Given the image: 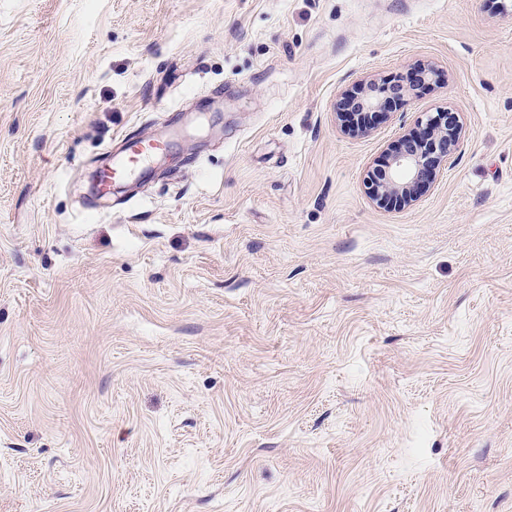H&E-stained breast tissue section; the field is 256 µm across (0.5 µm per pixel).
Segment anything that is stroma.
<instances>
[{"mask_svg": "<svg viewBox=\"0 0 512 512\" xmlns=\"http://www.w3.org/2000/svg\"><path fill=\"white\" fill-rule=\"evenodd\" d=\"M0 512H512V0H0ZM463 132L455 112L437 111L427 116L425 142L419 148L398 149L384 169L381 185L371 181L374 201L387 205L394 199L412 205L434 184L441 168L452 158ZM119 151L112 155V166L102 171L100 190L105 193L114 182L137 180L148 174L156 159L169 151L173 140L118 137Z\"/></svg>", "mask_w": 512, "mask_h": 512, "instance_id": "35a3bbf8", "label": "stroma"}]
</instances>
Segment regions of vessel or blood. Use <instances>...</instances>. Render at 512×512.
<instances>
[{"instance_id":"b4317fda","label":"vessel or blood","mask_w":512,"mask_h":512,"mask_svg":"<svg viewBox=\"0 0 512 512\" xmlns=\"http://www.w3.org/2000/svg\"><path fill=\"white\" fill-rule=\"evenodd\" d=\"M118 144L119 150L113 154L111 166L101 173V190H108L112 183L118 181L143 178L151 171L158 156L173 146L169 140L127 137L119 138Z\"/></svg>"}]
</instances>
